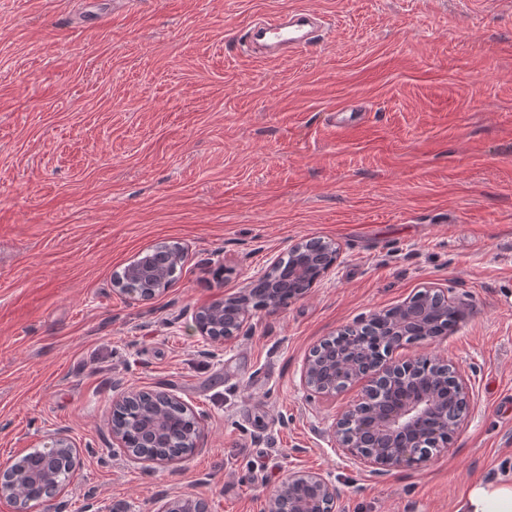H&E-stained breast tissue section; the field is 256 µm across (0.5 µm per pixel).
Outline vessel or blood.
Instances as JSON below:
<instances>
[{
  "label": "vessel or blood",
  "instance_id": "1",
  "mask_svg": "<svg viewBox=\"0 0 512 512\" xmlns=\"http://www.w3.org/2000/svg\"><path fill=\"white\" fill-rule=\"evenodd\" d=\"M323 27V19L316 11L296 10L255 22L247 32L246 41L252 48H266L285 56L314 45Z\"/></svg>",
  "mask_w": 512,
  "mask_h": 512
}]
</instances>
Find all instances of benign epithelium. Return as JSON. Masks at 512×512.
Returning a JSON list of instances; mask_svg holds the SVG:
<instances>
[{"label": "benign epithelium", "instance_id": "7a95c632", "mask_svg": "<svg viewBox=\"0 0 512 512\" xmlns=\"http://www.w3.org/2000/svg\"><path fill=\"white\" fill-rule=\"evenodd\" d=\"M288 254L305 264L320 267L321 272L325 273L337 261L338 249L321 239L310 238L292 245ZM261 280L269 284L266 306H278L281 288L288 284V280L279 277L277 264H272L261 276ZM127 283V279L115 280V290L134 301L150 300L168 288L163 280L149 292L129 288ZM425 293L427 302L419 309L408 308L406 302L398 306L395 323L387 327L384 335L377 337L378 346L374 350L363 343V337L370 334L375 318L380 313H374L356 325L344 328V335L350 338V345L340 360L348 372L349 381L363 382L365 386L357 403L336 418L332 434L348 459L373 472L389 471L416 462L418 449L425 447L424 440L427 438V432L423 431L424 422L432 424L433 435H445L443 445L446 446L448 439L463 426L469 416L470 392L462 374L453 372L456 393L450 403L442 376L434 377L430 385L423 387L413 376L414 363H386L390 351L402 346L405 336L418 328L425 319L454 308L447 292L428 288ZM249 302L250 294L247 293L202 307L196 316L198 332L203 336H211L214 314L225 310L228 318L224 321V338L237 335L246 323ZM319 369L321 366L315 362L314 356H309L303 370V383L318 394L336 393L332 388L325 389L316 384ZM370 396L374 397L375 412L364 422L359 418V410ZM112 443L116 445L113 454L129 461L173 462V459L149 448L132 451L124 430L120 428H112ZM74 450L70 439L56 436L43 444L41 454L56 457ZM158 512H208V506L202 499H170ZM266 512H338L336 484L330 476L320 472H296L269 496Z\"/></svg>", "mask_w": 512, "mask_h": 512}]
</instances>
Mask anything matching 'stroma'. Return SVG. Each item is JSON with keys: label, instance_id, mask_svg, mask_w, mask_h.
Masks as SVG:
<instances>
[{"label": "stroma", "instance_id": "stroma-1", "mask_svg": "<svg viewBox=\"0 0 512 512\" xmlns=\"http://www.w3.org/2000/svg\"><path fill=\"white\" fill-rule=\"evenodd\" d=\"M312 9L322 42L245 51L264 14ZM355 106L360 122H336ZM308 238L334 266L274 312L212 340L199 307L245 292ZM184 252L138 304L114 274L155 245ZM439 288L462 318L404 344L467 380L447 449L374 473L331 426L359 385L308 390L310 350ZM172 390L191 455L112 453L114 404ZM512 0H0V468L63 435L60 512H265L291 473L330 475L341 512H454L512 473ZM127 283H130L129 276L126 280L116 279L114 281V287H115L114 289L120 294L127 295L129 297V299H132L134 301H146V300L153 299L157 294L164 292L170 285V284H166L165 280H161L159 283H157V285H156L157 288H153V290H151L150 292H143L139 289V288H141L140 285L132 283L133 288H136V289H133V288H128Z\"/></svg>", "mask_w": 512, "mask_h": 512}]
</instances>
